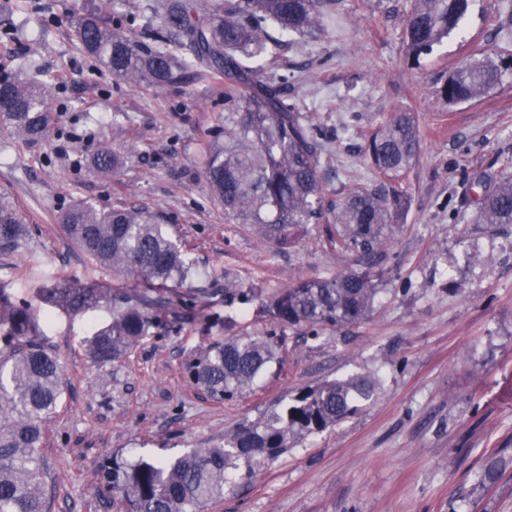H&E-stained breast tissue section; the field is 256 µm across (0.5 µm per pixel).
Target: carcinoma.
I'll return each instance as SVG.
<instances>
[{"label": "carcinoma", "instance_id": "cac0c4a2", "mask_svg": "<svg viewBox=\"0 0 512 512\" xmlns=\"http://www.w3.org/2000/svg\"><path fill=\"white\" fill-rule=\"evenodd\" d=\"M404 52L413 64L460 30L469 0H410ZM336 0H155L151 5L157 37L151 44L105 14L75 22L84 52L112 76L152 87H182L200 78H224V130L203 148L210 196L224 205L235 224H253L266 240L286 246L306 224H328L324 246L350 252L356 266L329 279L300 280L270 299L277 323L343 327L366 320L380 292L374 267L385 253L388 231L409 199L400 179L420 149L417 119L401 110L369 137L367 153L376 179L356 182L323 204L321 156L305 116L285 102L280 86L258 58L268 44L312 37ZM512 76V57L492 50L467 56L438 89L446 103L477 101ZM48 86L0 78V132L36 144L49 130ZM512 157L502 175L484 189L473 223L512 224ZM65 236L95 264L136 276L138 290L114 294L97 282L75 287L44 278L36 297L41 311L18 302L0 283V512H46V423L62 398L55 355L40 342L43 327L57 312L73 317L112 300L108 325L91 328L85 351L98 364L119 360L163 317H179L189 308L179 289L200 275L181 244L172 240L158 217L139 206L101 211L86 201L60 217ZM30 236L29 225L13 205L0 201V254L17 252ZM224 295L241 304L253 300L250 289L224 285ZM210 344L189 365L192 382L215 398H231L251 388L280 362L283 338L275 333L233 332ZM376 373L351 375L301 390L256 420L224 433L219 442L169 459L141 457L128 462L112 456L102 471L104 486L121 496L125 512H195L205 502L224 499L235 476L250 477L307 437L358 414L377 397ZM498 460L489 454L475 479L495 481Z\"/></svg>", "mask_w": 512, "mask_h": 512}]
</instances>
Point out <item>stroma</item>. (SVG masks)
Here are the masks:
<instances>
[{
  "mask_svg": "<svg viewBox=\"0 0 512 512\" xmlns=\"http://www.w3.org/2000/svg\"><path fill=\"white\" fill-rule=\"evenodd\" d=\"M101 0H10L0 11V75L46 82L54 123L38 145L0 137V197L32 227L17 253L0 255V282L33 298L30 256L42 275L70 284L137 286L97 266L64 236L58 218L76 201L110 210L137 203L161 216L206 269L189 317L162 319L120 362L85 355L90 325L110 303L58 315L43 341L56 356L62 401L48 422L47 512H116L102 468L115 454L168 458L211 444L301 389L364 372L383 388L367 408L271 463L237 478L201 512H512V224L473 223L483 194L474 175H497L512 155V79L477 102L437 93L471 53H512V0H470L463 33L411 64L403 48L409 0H340L310 39L265 57L285 99L318 133L327 199L352 179H373L365 138L391 113L413 112L421 148L403 185L410 205L381 263L383 290L363 323L321 331L285 328L281 364L251 389L217 400L193 385L185 364L223 339L225 323L275 325L259 303L228 304L225 282L270 296L300 279L331 278L352 257L321 247L309 224L290 244L262 242L230 224L205 183L200 143L224 126V88L209 80L154 89L116 79L77 48L73 22ZM117 165L93 166L100 145ZM489 256L482 265L472 250ZM501 474L477 485L490 453Z\"/></svg>",
  "mask_w": 512,
  "mask_h": 512,
  "instance_id": "35a3bbf8",
  "label": "stroma"
}]
</instances>
